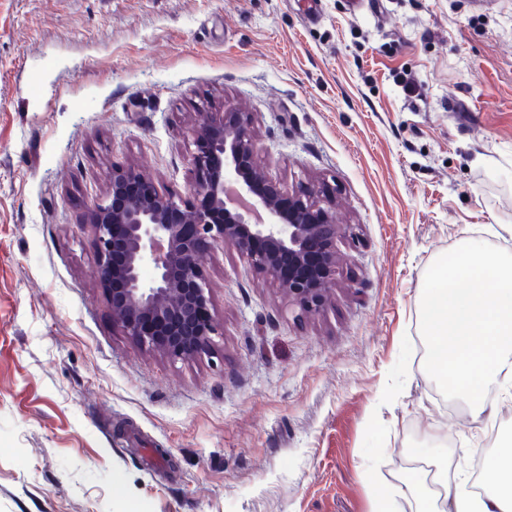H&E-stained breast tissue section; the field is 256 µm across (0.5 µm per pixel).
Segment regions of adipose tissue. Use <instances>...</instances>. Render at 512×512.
Segmentation results:
<instances>
[{
  "mask_svg": "<svg viewBox=\"0 0 512 512\" xmlns=\"http://www.w3.org/2000/svg\"><path fill=\"white\" fill-rule=\"evenodd\" d=\"M425 463V469L414 471L405 482L415 498L416 512H507L512 505L510 444L482 459L480 468L492 479L478 492L450 477L447 457L432 453Z\"/></svg>",
  "mask_w": 512,
  "mask_h": 512,
  "instance_id": "1",
  "label": "adipose tissue"
}]
</instances>
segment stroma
<instances>
[{"mask_svg": "<svg viewBox=\"0 0 512 512\" xmlns=\"http://www.w3.org/2000/svg\"><path fill=\"white\" fill-rule=\"evenodd\" d=\"M228 104L349 230L307 316L213 244L219 353L173 361L113 323L83 219L116 165L187 197ZM469 241L512 252V0H0V512H371L438 432L469 478L512 395L449 411L420 326Z\"/></svg>", "mask_w": 512, "mask_h": 512, "instance_id": "stroma-1", "label": "stroma"}]
</instances>
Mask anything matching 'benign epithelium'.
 <instances>
[{
	"mask_svg": "<svg viewBox=\"0 0 512 512\" xmlns=\"http://www.w3.org/2000/svg\"><path fill=\"white\" fill-rule=\"evenodd\" d=\"M196 171L190 199L159 193L130 197L142 180L133 165L114 166L111 193L88 207L95 277L109 296L112 320L140 346L171 360H191L216 350L223 335L212 311L201 253L213 242L234 248L302 313L326 301L325 284L336 272L333 192L287 193L258 163L252 117L232 106L210 113L192 129ZM304 274L284 279L282 256ZM154 276L146 281L145 267Z\"/></svg>",
	"mask_w": 512,
	"mask_h": 512,
	"instance_id": "benign-epithelium-1",
	"label": "benign epithelium"
}]
</instances>
